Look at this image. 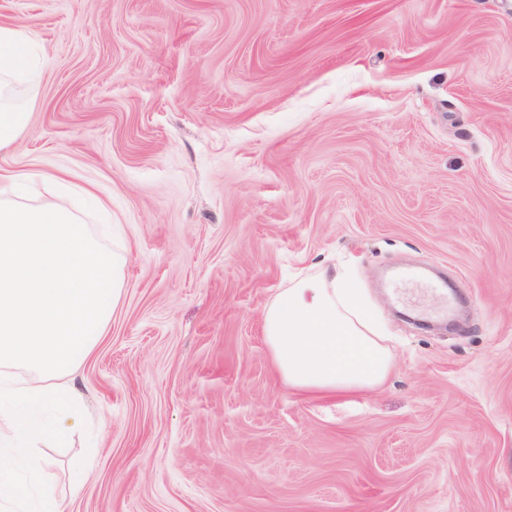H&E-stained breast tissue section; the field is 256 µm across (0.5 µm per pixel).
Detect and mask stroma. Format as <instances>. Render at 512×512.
I'll use <instances>...</instances> for the list:
<instances>
[{
  "label": "stroma",
  "mask_w": 512,
  "mask_h": 512,
  "mask_svg": "<svg viewBox=\"0 0 512 512\" xmlns=\"http://www.w3.org/2000/svg\"><path fill=\"white\" fill-rule=\"evenodd\" d=\"M1 23L45 65L0 172L68 171L42 197L126 253L82 417L33 444L64 512H512V0H0ZM330 256L395 365L318 397L262 314Z\"/></svg>",
  "instance_id": "35a3bbf8"
}]
</instances>
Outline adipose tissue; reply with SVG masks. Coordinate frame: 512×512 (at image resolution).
I'll return each instance as SVG.
<instances>
[{
  "label": "adipose tissue",
  "mask_w": 512,
  "mask_h": 512,
  "mask_svg": "<svg viewBox=\"0 0 512 512\" xmlns=\"http://www.w3.org/2000/svg\"><path fill=\"white\" fill-rule=\"evenodd\" d=\"M44 60L19 25L0 24V151L29 124L18 82L34 81ZM270 358L288 388L346 396L378 388L395 365L386 329L342 269L322 268L282 289L263 311Z\"/></svg>",
  "instance_id": "adipose-tissue-1"
}]
</instances>
